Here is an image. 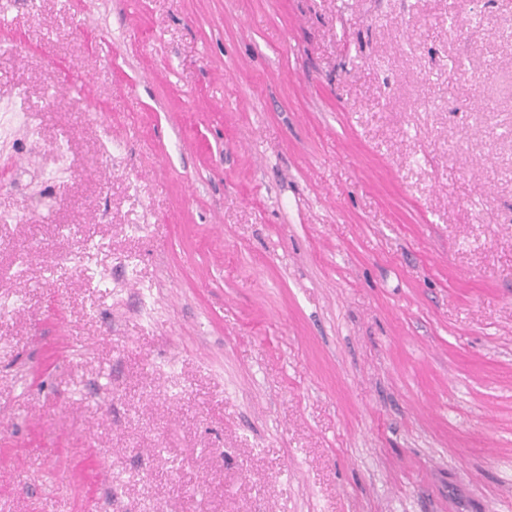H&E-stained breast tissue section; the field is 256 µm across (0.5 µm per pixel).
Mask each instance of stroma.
I'll use <instances>...</instances> for the list:
<instances>
[{
	"label": "stroma",
	"mask_w": 512,
	"mask_h": 512,
	"mask_svg": "<svg viewBox=\"0 0 512 512\" xmlns=\"http://www.w3.org/2000/svg\"><path fill=\"white\" fill-rule=\"evenodd\" d=\"M0 512H512V10L0 0Z\"/></svg>",
	"instance_id": "35a3bbf8"
}]
</instances>
